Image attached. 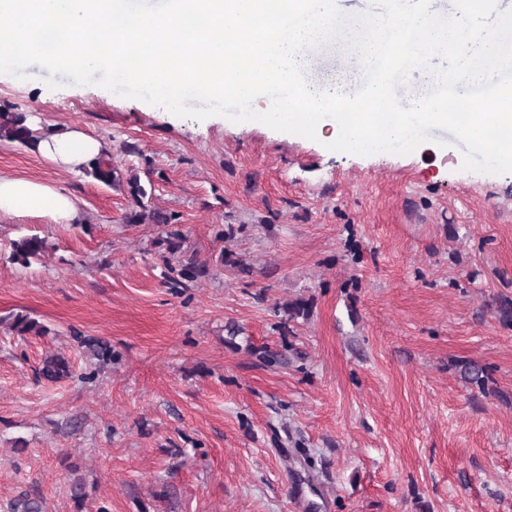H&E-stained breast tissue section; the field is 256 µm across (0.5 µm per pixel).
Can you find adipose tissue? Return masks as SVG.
Masks as SVG:
<instances>
[{
  "mask_svg": "<svg viewBox=\"0 0 512 512\" xmlns=\"http://www.w3.org/2000/svg\"><path fill=\"white\" fill-rule=\"evenodd\" d=\"M104 150L100 140L76 127L51 130L36 143L41 158L70 171L83 167ZM0 213L55 224L79 225L84 221L75 198L66 190L21 175L0 176Z\"/></svg>",
  "mask_w": 512,
  "mask_h": 512,
  "instance_id": "obj_1",
  "label": "adipose tissue"
}]
</instances>
